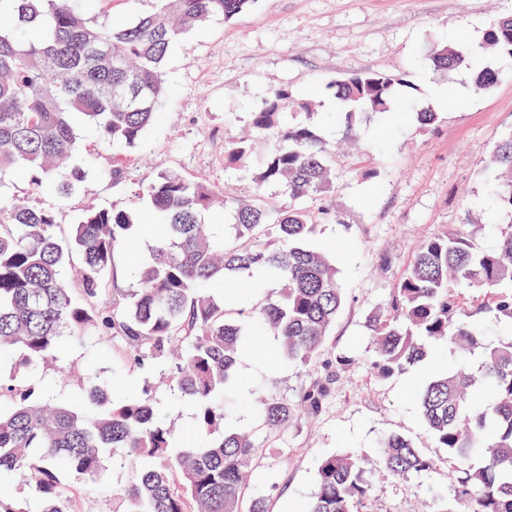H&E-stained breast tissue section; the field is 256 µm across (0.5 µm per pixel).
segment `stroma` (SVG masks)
Segmentation results:
<instances>
[{"label": "stroma", "instance_id": "1", "mask_svg": "<svg viewBox=\"0 0 512 512\" xmlns=\"http://www.w3.org/2000/svg\"><path fill=\"white\" fill-rule=\"evenodd\" d=\"M512 0H255L230 21L214 20L171 48L164 81L168 95L163 119L127 151V179L112 183L117 153L87 127H77L76 159L93 158V169L78 192L67 198L39 197L52 209L60 235H68L81 209L135 207L145 225L152 213L138 192L168 170L213 185L237 199L250 198L252 183L240 168L224 162V145L250 133L251 114L272 87L288 89L311 110L289 111L282 123L305 126L326 144L336 176L333 196L338 222H317L308 244L332 246L331 258L345 294L317 363L303 368L282 361L275 336L260 333L237 371V405L227 413L230 426L251 431L264 442L256 463L259 482L248 495L262 494L270 512H300L315 490L321 460L352 452L371 460L385 436L399 434L434 458L433 468L417 476L396 477L368 467L371 495L361 512H461L451 488L456 474L422 418L416 389L445 366L457 363L453 350L431 348L412 369L376 380L361 359L370 343L365 319L387 308L394 288L426 239L469 227L476 249L495 246L512 214L492 208L488 199L489 155L512 131V61L481 57L480 66L499 73L483 93L434 98L439 86L460 81L462 73L431 64L433 46L457 40L478 41L504 16ZM403 75L414 96L437 112L434 125H420L404 95L393 101L391 117L329 120L328 85L338 76L366 71ZM154 243L146 230L129 238L114 254L112 272L119 287H135L133 264L148 258ZM345 367H337V360ZM16 355L0 358V382L35 387L53 403L84 410L89 388L105 386L113 400L151 388L178 432L191 426V410L164 377L166 365L150 361L137 368L116 337L69 338L48 361L19 368ZM329 381L321 410L299 418L275 437H267L252 403L258 395L296 402L314 383ZM135 470L115 451L103 479L87 487L81 475L66 470L77 512H116Z\"/></svg>", "mask_w": 512, "mask_h": 512}]
</instances>
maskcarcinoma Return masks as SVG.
Wrapping results in <instances>:
<instances>
[{"mask_svg":"<svg viewBox=\"0 0 512 512\" xmlns=\"http://www.w3.org/2000/svg\"><path fill=\"white\" fill-rule=\"evenodd\" d=\"M156 2L154 12L111 26L92 16L96 0H0V179L21 177L32 195H72L91 167L71 164L74 122L84 120L114 149L135 148L161 117L172 45L214 18L233 19L254 0ZM487 51L512 58V16L480 42L444 46L432 60L452 71ZM404 83L381 72L340 77L330 85L336 113H387L395 86ZM297 106L309 108L288 90L274 89L252 112V126L264 133ZM250 159L255 165L244 176L254 183L252 199L224 198L228 223L220 236L201 223L216 194L210 184L164 171L143 189L156 243L138 269V287L114 289L110 307L99 306L104 274L142 228L136 208L89 207L63 237L54 211L31 195L0 198V354L18 350L22 365L35 366L63 337L96 333L121 337L129 361L142 367L179 345L182 354L167 379L194 408L191 428L180 436L149 389L119 402L92 391L89 410L80 413L43 407L30 386L0 383V473L34 490L43 503L38 512H72L63 471L96 481L115 448L136 467L123 512H239L260 445L224 424L247 336L271 329L283 360L309 366L345 302L328 255L305 245L314 220L302 202L334 190L325 145L304 126L277 130L261 151L255 140L226 144L224 163ZM488 164L492 199L512 213V131ZM270 183L284 184L288 205L268 200ZM66 266L74 267L81 288L63 277ZM230 276L246 277L258 289L275 280L278 298H216L214 288ZM489 319L512 328V227L500 232L494 251L481 253L463 225L415 251L387 309L369 318L372 342L363 364L372 377L386 379L414 367L434 343L479 355L480 378L448 366L416 398L429 432L456 467V494L469 512H512V339L487 342ZM326 392L327 384L316 383L296 405L266 398L257 413L268 435L292 424L298 405L318 412ZM379 448V463L391 475L408 477L433 465L401 435L385 437ZM371 492L360 458L328 456L304 512H358Z\"/></svg>","mask_w":512,"mask_h":512,"instance_id":"carcinoma-1","label":"carcinoma"}]
</instances>
